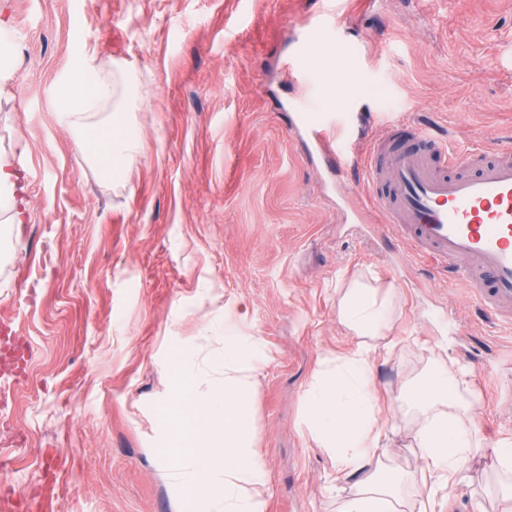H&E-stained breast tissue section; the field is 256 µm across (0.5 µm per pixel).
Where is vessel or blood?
Segmentation results:
<instances>
[{"instance_id": "b4317fda", "label": "vessel or blood", "mask_w": 512, "mask_h": 512, "mask_svg": "<svg viewBox=\"0 0 512 512\" xmlns=\"http://www.w3.org/2000/svg\"><path fill=\"white\" fill-rule=\"evenodd\" d=\"M322 18L295 54L290 73L308 80L322 42ZM320 153L344 167L347 117L314 100L295 113ZM367 206L357 221L379 224L424 262L461 280L488 312L512 325V148L456 149L432 127L405 115L388 120L374 147L358 156Z\"/></svg>"}]
</instances>
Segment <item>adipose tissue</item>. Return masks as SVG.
<instances>
[{
	"mask_svg": "<svg viewBox=\"0 0 512 512\" xmlns=\"http://www.w3.org/2000/svg\"><path fill=\"white\" fill-rule=\"evenodd\" d=\"M97 70L95 53H85L61 85L57 115L77 132L96 163L118 180L143 148L140 132L125 118L136 88L128 70H121L117 81L97 77ZM102 104L111 105V119L97 118L95 110ZM338 314L358 343L338 356L333 367L317 372L305 424L331 452L338 477L353 482L343 512H402L406 478L383 472L376 455L382 431L371 358L387 337L391 292L353 282L339 300ZM262 354L258 337L225 332L222 370L200 389L191 352L178 351L168 477L180 492L183 512H267L268 472L252 429L253 378ZM462 384L458 372L440 363L410 392L431 413L415 436L431 477L423 486L431 503L441 485L453 480L481 448L459 417L474 404L463 398Z\"/></svg>",
	"mask_w": 512,
	"mask_h": 512,
	"instance_id": "obj_1",
	"label": "adipose tissue"
}]
</instances>
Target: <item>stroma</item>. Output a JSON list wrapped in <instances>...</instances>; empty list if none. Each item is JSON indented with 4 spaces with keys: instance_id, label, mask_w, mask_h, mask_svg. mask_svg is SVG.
<instances>
[{
    "instance_id": "35a3bbf8",
    "label": "stroma",
    "mask_w": 512,
    "mask_h": 512,
    "mask_svg": "<svg viewBox=\"0 0 512 512\" xmlns=\"http://www.w3.org/2000/svg\"><path fill=\"white\" fill-rule=\"evenodd\" d=\"M322 0H0L15 55L0 70V323L25 353L0 383V512H179L166 477L174 353L224 354V328L257 336L254 436L268 512H340L350 492L304 424L316 370L353 347L338 299L353 278L392 288L391 348L373 352L382 462L421 475L425 413L409 390L460 368L485 451L435 512H505L512 481V330L406 245L346 223L361 172L330 174L291 126L302 90L284 63ZM359 50L344 112L352 148L405 113L460 147L512 133V0H331ZM125 66L145 142L121 183L101 175L55 112L84 52ZM23 221L11 223L15 212Z\"/></svg>"
}]
</instances>
